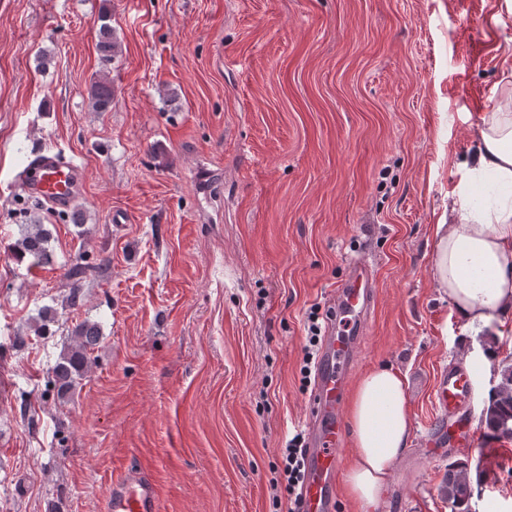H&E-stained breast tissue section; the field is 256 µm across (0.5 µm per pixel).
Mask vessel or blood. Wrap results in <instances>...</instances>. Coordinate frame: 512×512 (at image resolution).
Instances as JSON below:
<instances>
[{"mask_svg":"<svg viewBox=\"0 0 512 512\" xmlns=\"http://www.w3.org/2000/svg\"><path fill=\"white\" fill-rule=\"evenodd\" d=\"M82 168L62 152L39 153L20 181L33 198L52 208L71 211L80 195ZM376 277L372 266L354 262L337 287L316 381L306 419L305 482L299 512H336V475L345 427L340 410L346 399L353 355L376 305ZM474 379L459 366L440 377L436 399L440 408L455 411L474 399ZM102 512H160L159 490L143 468L128 467L113 476Z\"/></svg>","mask_w":512,"mask_h":512,"instance_id":"1","label":"vessel or blood"}]
</instances>
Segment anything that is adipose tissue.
<instances>
[{
    "label": "adipose tissue",
    "mask_w": 512,
    "mask_h": 512,
    "mask_svg": "<svg viewBox=\"0 0 512 512\" xmlns=\"http://www.w3.org/2000/svg\"><path fill=\"white\" fill-rule=\"evenodd\" d=\"M472 183L485 185L484 200L471 192L453 200L452 223L433 228V276L466 325L479 328L512 314V87L482 118L470 169ZM350 421L354 453L346 493L361 512H376L392 468L410 434L406 383L383 366L358 382Z\"/></svg>",
    "instance_id": "obj_1"
}]
</instances>
